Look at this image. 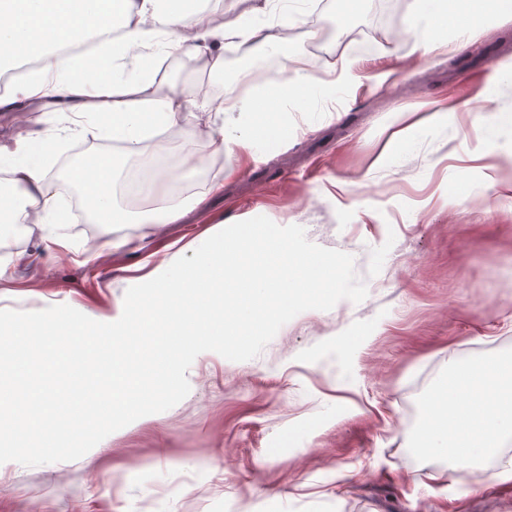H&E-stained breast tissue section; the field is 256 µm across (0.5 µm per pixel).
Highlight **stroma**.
I'll return each mask as SVG.
<instances>
[{"label":"stroma","mask_w":512,"mask_h":512,"mask_svg":"<svg viewBox=\"0 0 512 512\" xmlns=\"http://www.w3.org/2000/svg\"><path fill=\"white\" fill-rule=\"evenodd\" d=\"M412 0H320L325 23L304 20L288 40L309 72L341 64L362 43V85L335 118L288 143L271 141L260 160L240 155L220 191L189 185L204 202L162 226L65 225L68 246L46 253L39 224L6 241L0 310L66 304L113 315L126 290L159 275L181 248L256 216L302 226L309 241L359 256L367 298L300 313L258 362L199 354L188 396L171 409L110 434L96 455L39 466L0 464V512H512V481L449 466L428 433L455 445L452 411H472L468 383L438 377L449 357L488 365L479 383L487 409L512 419V112L497 104L494 75L512 63V0H484V30L457 54L423 58L401 47ZM56 21L32 20L27 42L63 36L71 12L105 22L95 0H52ZM174 81L199 101L218 92L210 64L169 62ZM387 74L383 85L373 78ZM440 101L444 126L426 150L394 145L372 180L387 127L400 113ZM493 145L480 163L469 154ZM111 145L88 137L48 170L65 178L94 162L101 197ZM353 183L351 206L328 193ZM446 185L448 202L425 204ZM166 469L157 485L143 478Z\"/></svg>","instance_id":"obj_1"}]
</instances>
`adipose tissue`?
<instances>
[{"mask_svg":"<svg viewBox=\"0 0 512 512\" xmlns=\"http://www.w3.org/2000/svg\"><path fill=\"white\" fill-rule=\"evenodd\" d=\"M298 20L291 0H253L252 8L228 30L209 26L181 0H128L127 9L113 17L111 25L97 30L88 53L59 57L47 62L42 72L17 76L0 92V111L38 104L48 114L42 130L21 138L14 148L0 147V163L18 199L15 223H24L27 207L39 206L46 250L62 246L57 227L75 222L71 201L94 175L93 169L76 168L66 179L48 178V163L67 144L97 135L110 125L126 129L130 153L159 127L172 137L191 141L204 107L190 83L171 82L166 62L178 55L206 57L212 72L220 76L229 50L248 62L274 55L287 60L293 48L280 32ZM440 28L439 19L425 14L421 0H416L401 34L412 51L426 58L448 51V38ZM361 82L357 57L351 54L326 78H316L299 66L271 96L248 98L213 113L210 120L221 134L225 158L231 161L246 154L259 159L266 154L268 140L253 132V114L277 113L283 127L297 136L312 128L315 117H330L335 101L348 99ZM201 202V197L179 191L155 209L108 198L95 200L94 205L110 224H170Z\"/></svg>","mask_w":512,"mask_h":512,"instance_id":"ef3b65f1","label":"adipose tissue"}]
</instances>
